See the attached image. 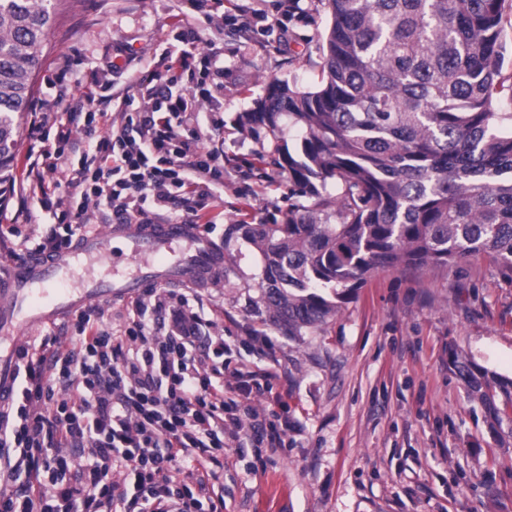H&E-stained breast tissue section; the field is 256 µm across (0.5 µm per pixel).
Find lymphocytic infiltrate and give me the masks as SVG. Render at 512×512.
<instances>
[{"label": "lymphocytic infiltrate", "instance_id": "lymphocytic-infiltrate-1", "mask_svg": "<svg viewBox=\"0 0 512 512\" xmlns=\"http://www.w3.org/2000/svg\"><path fill=\"white\" fill-rule=\"evenodd\" d=\"M200 41L196 28H178L160 55L165 71L142 72L117 127L111 95L92 92L66 107L68 127L34 151L26 170L44 207L66 201L63 231L43 237L36 252L71 247L92 205L121 224L153 223L165 208L184 224L207 217L238 167L197 133L203 120L223 128L200 109L224 94V69ZM73 124L84 141L72 139ZM131 306L119 333L88 309L69 340L22 346L0 447L19 450L30 479L0 497V512H218L207 462L245 431L256 447H284L279 425L251 405L271 392V372L230 366L223 338L203 335L186 296L157 293ZM186 459L193 467L178 476Z\"/></svg>", "mask_w": 512, "mask_h": 512}]
</instances>
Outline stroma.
<instances>
[{
	"instance_id": "35a3bbf8",
	"label": "stroma",
	"mask_w": 512,
	"mask_h": 512,
	"mask_svg": "<svg viewBox=\"0 0 512 512\" xmlns=\"http://www.w3.org/2000/svg\"><path fill=\"white\" fill-rule=\"evenodd\" d=\"M329 21L325 0H297L280 45L265 46L231 28L206 27L187 0H58L35 98L65 66L68 102L95 83L130 94V76L147 70L176 27L202 30L203 49L224 63V153L242 177L226 185L210 235L224 246V271L205 287H171L196 297L204 334H222L225 358L275 373V393L259 400L271 421L287 424L285 445L224 451L215 465L222 512H512V431L495 429L468 396L450 353L512 378V272L487 258L456 266L398 267L372 274L327 323L291 336L270 321L262 301L263 257L240 220L284 223L314 199L280 181V148L246 122L270 82L308 88L318 80ZM30 115L18 118L11 193L0 212L26 207L23 237L0 240V261L39 241L51 217L26 195Z\"/></svg>"
}]
</instances>
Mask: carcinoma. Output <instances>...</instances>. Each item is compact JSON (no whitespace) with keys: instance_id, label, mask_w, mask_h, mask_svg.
I'll return each instance as SVG.
<instances>
[{"instance_id":"1","label":"carcinoma","mask_w":512,"mask_h":512,"mask_svg":"<svg viewBox=\"0 0 512 512\" xmlns=\"http://www.w3.org/2000/svg\"><path fill=\"white\" fill-rule=\"evenodd\" d=\"M331 25L313 89L272 83L246 120L302 130L279 166L336 181V223L296 209L284 224L234 226L263 255L262 293L290 336L315 327L368 274L488 256L512 271V77L503 75L508 0H327ZM51 0H0V184L11 179L15 115L28 110ZM451 363L485 410L512 407V380Z\"/></svg>"}]
</instances>
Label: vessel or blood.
Returning <instances> with one entry per match:
<instances>
[{
	"label": "vessel or blood",
	"mask_w": 512,
	"mask_h": 512,
	"mask_svg": "<svg viewBox=\"0 0 512 512\" xmlns=\"http://www.w3.org/2000/svg\"><path fill=\"white\" fill-rule=\"evenodd\" d=\"M121 243V258L134 272L110 279L88 278L80 287L61 282L85 259L109 253ZM224 267V249L193 224H112L107 231L82 233L59 254L27 256L0 266V414L14 395L17 370L15 337L64 318L95 300L112 301L140 293L153 284L196 287Z\"/></svg>",
	"instance_id": "vessel-or-blood-1"
}]
</instances>
